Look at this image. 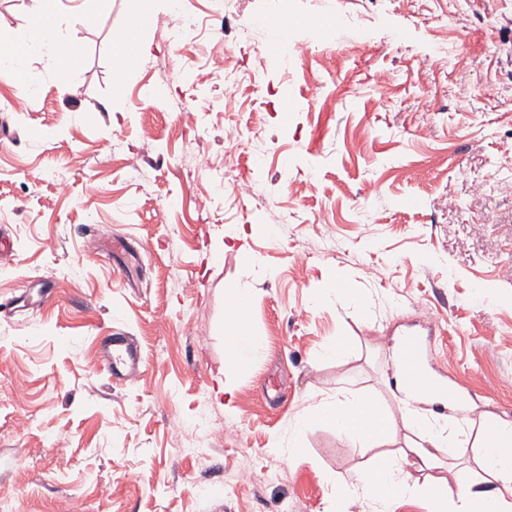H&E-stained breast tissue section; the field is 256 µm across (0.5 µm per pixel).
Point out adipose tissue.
<instances>
[{
	"instance_id": "adipose-tissue-1",
	"label": "adipose tissue",
	"mask_w": 512,
	"mask_h": 512,
	"mask_svg": "<svg viewBox=\"0 0 512 512\" xmlns=\"http://www.w3.org/2000/svg\"><path fill=\"white\" fill-rule=\"evenodd\" d=\"M36 3L26 39L0 38V79L27 95L33 92L36 79L28 61L40 50H47L49 61L55 64L54 73L63 85L81 63L73 42L61 34L62 0H36ZM244 300L243 293H235L228 309L229 318L236 321L228 348L232 362L240 369L251 366L255 353L263 345L262 337L248 332L245 320L237 316ZM426 418V413L415 410L398 424L369 397L350 395L323 405L314 417L299 418L296 430L305 432L311 422L317 421L336 428L351 445L359 448L379 447L400 424L417 435V442L409 445L400 457L381 458L356 483L343 490L344 495L369 499L376 504L378 512H386L391 499L413 494L408 482L409 468H433L440 458L453 456L461 445L459 430L444 424L435 428L427 426ZM506 435L512 436L511 424L489 425L477 437L482 467L489 476L488 488L467 485L453 491L444 485H430L429 512H512V447L504 446L502 438Z\"/></svg>"
}]
</instances>
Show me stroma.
I'll use <instances>...</instances> for the list:
<instances>
[{
    "instance_id": "obj_1",
    "label": "stroma",
    "mask_w": 512,
    "mask_h": 512,
    "mask_svg": "<svg viewBox=\"0 0 512 512\" xmlns=\"http://www.w3.org/2000/svg\"><path fill=\"white\" fill-rule=\"evenodd\" d=\"M199 23L195 61L169 44L178 15L155 0L133 19L128 0L68 12L64 33L82 64L60 87L41 56V85L16 109L0 80V297L52 279L0 315V504L8 512H370L341 501L377 453L400 456L398 428L381 449L356 448L313 425L301 454L293 426L341 389L394 419L393 347L403 330L430 339L426 361L452 401L445 416L478 435L486 417L512 421V0H187ZM298 18L305 57L267 54V19ZM138 22L147 48L113 83V41ZM466 44L465 58L443 48ZM244 56L259 85L233 104L206 60ZM473 95L459 105L457 83ZM322 87L318 100L310 84ZM197 111V126L175 109ZM243 131L235 150L224 123ZM149 126V142L139 138ZM253 181L192 176L199 152ZM69 184L67 196L56 181ZM288 213L264 219L267 204ZM498 212L493 225L484 210ZM126 243L109 253L89 225ZM345 288L320 303L327 289ZM251 294L247 326L264 340L233 372L225 321L233 291ZM121 329L145 368L115 384L98 345ZM344 339L343 357L326 346ZM29 381L13 387L15 378ZM216 424L205 446L192 430ZM184 422L173 437L175 422ZM69 444L58 455L52 438ZM476 448L429 471L424 487L482 485Z\"/></svg>"
}]
</instances>
